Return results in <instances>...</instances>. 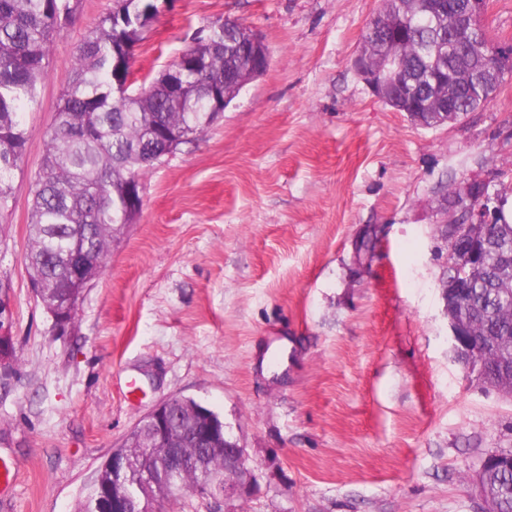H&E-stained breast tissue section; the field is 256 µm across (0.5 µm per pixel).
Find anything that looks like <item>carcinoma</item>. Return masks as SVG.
Wrapping results in <instances>:
<instances>
[{
	"label": "carcinoma",
	"instance_id": "obj_1",
	"mask_svg": "<svg viewBox=\"0 0 512 512\" xmlns=\"http://www.w3.org/2000/svg\"><path fill=\"white\" fill-rule=\"evenodd\" d=\"M466 0H385L362 36L371 64L401 66L392 93L407 111L425 122H442L480 107L473 91L504 47L492 42L487 28H477ZM73 0H0V216L12 209L11 182L30 139L23 114L38 102V86L47 74L53 37L73 17ZM159 13L153 0H123L106 13L83 41L73 76L60 96L53 122L43 131L45 149L34 176L25 268L46 311H66L75 320L70 299L87 292L72 271V254L85 251L102 273L125 226V185L152 167L150 159L169 144L190 143L217 121L212 106L231 103L259 76L247 50L253 30L230 17L212 27L209 40L188 47L180 62L151 81L148 94L120 97L115 88L130 74L131 50L143 29ZM507 198L495 221L485 225V261L477 277L464 284L467 322L475 339L490 344L483 364L490 380L512 376V351L492 344L512 340V217ZM224 421L211 409L185 399L179 425L192 432ZM142 433L136 425L118 452H134L130 483L159 472L167 450L138 452ZM224 464L223 451L208 456L205 468ZM203 468V469H205ZM203 469L186 467L173 485L154 492L152 512L185 490L204 491ZM112 485L105 459L83 505L98 512L104 487ZM486 486L499 499L500 512H512V470L488 472Z\"/></svg>",
	"mask_w": 512,
	"mask_h": 512
}]
</instances>
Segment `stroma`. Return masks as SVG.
Segmentation results:
<instances>
[{"label":"stroma","mask_w":512,"mask_h":512,"mask_svg":"<svg viewBox=\"0 0 512 512\" xmlns=\"http://www.w3.org/2000/svg\"><path fill=\"white\" fill-rule=\"evenodd\" d=\"M80 0L24 120L0 236L13 370L0 379V512H79L100 463L160 402L193 398L243 444L235 512H481L474 478L512 449V399L451 350L437 229L446 189L512 169V75L462 121L411 122L351 61L383 0H165L132 69L159 76L230 17L269 49L223 117L143 177V205L59 335L25 271L30 178L83 38ZM376 230L370 260L355 240Z\"/></svg>","instance_id":"stroma-1"}]
</instances>
